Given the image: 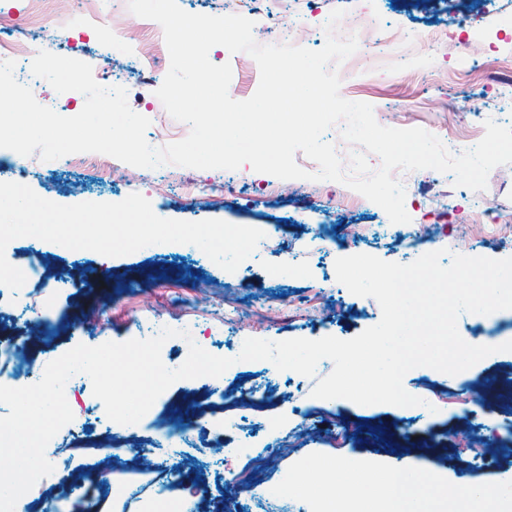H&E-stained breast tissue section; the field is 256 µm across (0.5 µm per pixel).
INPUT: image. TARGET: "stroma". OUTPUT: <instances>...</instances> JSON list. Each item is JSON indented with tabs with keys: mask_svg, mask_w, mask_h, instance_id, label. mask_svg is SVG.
I'll return each instance as SVG.
<instances>
[{
	"mask_svg": "<svg viewBox=\"0 0 512 512\" xmlns=\"http://www.w3.org/2000/svg\"><path fill=\"white\" fill-rule=\"evenodd\" d=\"M178 4L194 14L244 16L263 45L271 27L305 14L302 44L315 50L324 46L336 9L415 33L447 27L460 7L459 0H255L250 9L240 0ZM470 11L460 38L417 42L404 67L380 55L358 58L341 96L371 104L382 126L421 128L449 148L475 146L487 120L512 125V95L502 91L512 83V0H474ZM3 16L11 19L12 46L0 50V61H14L16 80L30 75L38 51L78 59L94 73L111 72L113 85L126 89L131 109L150 121L152 147H164L160 132L176 142L189 134L156 95L170 65L157 24L131 13L128 0H90L84 15L72 0H40L34 11L27 0H0ZM209 59L230 64L236 100L255 93L260 71L248 53L219 47ZM19 177L62 205L119 202L138 193L159 217L218 219L265 237L232 273L181 244L107 257L27 237L12 241L8 261L34 276L17 293L0 294V384L10 387L26 386V364L47 365L79 344L136 339L154 322L191 334L165 342V359H186L193 342L224 355L240 352L250 337L353 338L379 322L381 309L337 281L341 257L370 254L408 264L439 250L445 265L455 253L512 257V165L496 167L482 191L455 186L448 173L409 172L403 187L411 220L401 225L341 183L281 180L246 164L198 170L121 162L108 173L91 162L68 170L0 148V182ZM332 370L325 365L310 378L267 361H242L219 379L177 381L151 407L146 430L110 451L78 446V436H104L107 426L103 403L74 383L69 404L82 433L61 430L49 441L46 457H66L68 466L24 494L25 512H53L60 500L85 512H144L158 492L189 484L201 512L223 504L229 512H270L266 491L283 476L314 466L317 481L326 483V465L339 459L362 481L412 457L432 483L512 489V352L489 355L462 380L429 367L410 370L404 387L431 404L425 413L313 397L318 379ZM173 421L182 423L185 438L159 451ZM462 436L479 437L495 458L458 451ZM135 447L142 455H132Z\"/></svg>",
	"mask_w": 512,
	"mask_h": 512,
	"instance_id": "stroma-1",
	"label": "stroma"
}]
</instances>
